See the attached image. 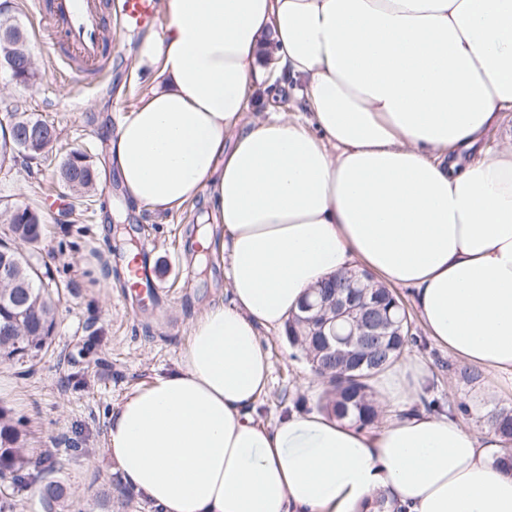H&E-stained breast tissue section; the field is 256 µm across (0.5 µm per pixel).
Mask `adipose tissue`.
<instances>
[{
	"instance_id": "obj_1",
	"label": "adipose tissue",
	"mask_w": 512,
	"mask_h": 512,
	"mask_svg": "<svg viewBox=\"0 0 512 512\" xmlns=\"http://www.w3.org/2000/svg\"><path fill=\"white\" fill-rule=\"evenodd\" d=\"M137 69L158 83L109 156L157 214L206 196L198 235L226 263L175 369L111 414L106 450L159 512H512L494 429L420 407L406 357L373 387L383 419L255 420L260 329L357 267L410 289L435 343L512 382V0H165ZM308 119L246 113L276 77ZM501 150L482 151L489 132Z\"/></svg>"
}]
</instances>
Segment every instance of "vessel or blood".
<instances>
[{
	"mask_svg": "<svg viewBox=\"0 0 512 512\" xmlns=\"http://www.w3.org/2000/svg\"><path fill=\"white\" fill-rule=\"evenodd\" d=\"M43 40L64 48L87 82H94L112 60V20L135 29H158L156 0H51Z\"/></svg>",
	"mask_w": 512,
	"mask_h": 512,
	"instance_id": "vessel-or-blood-1",
	"label": "vessel or blood"
}]
</instances>
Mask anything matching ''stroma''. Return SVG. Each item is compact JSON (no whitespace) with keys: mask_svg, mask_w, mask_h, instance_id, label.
Wrapping results in <instances>:
<instances>
[{"mask_svg":"<svg viewBox=\"0 0 512 512\" xmlns=\"http://www.w3.org/2000/svg\"><path fill=\"white\" fill-rule=\"evenodd\" d=\"M141 30L114 28L112 69L96 86L77 70H60L59 53L32 43L40 72L24 88L0 72V119L6 105L53 124L57 139L51 161L20 155L0 166V211L13 205L38 208L44 232L36 252L44 272L60 291L50 351L35 366L0 363V406L23 420L29 449H62L58 475L66 488L61 512H112L113 484L119 473L108 457L105 433L110 412L157 373L174 368L188 340L189 324L208 303L228 301L223 270L195 272L190 241L207 211L204 200L160 216L131 204L119 190L107 158V134L154 86L153 75L137 70L134 57ZM90 156L97 187L85 217L76 210L81 197L59 185L57 162L72 149ZM146 243L143 259L156 267L162 286L154 298L138 303L122 271L127 241ZM271 363V382L257 408L265 424L290 411L319 408L323 390L315 386L302 350L284 332L262 331ZM414 352L430 371L428 398L440 405L467 400L472 408L512 406V385L471 384L450 373L451 356L428 338ZM81 377L73 386L71 376ZM80 450L67 451L68 441Z\"/></svg>","mask_w":512,"mask_h":512,"instance_id":"35a3bbf8","label":"stroma"}]
</instances>
